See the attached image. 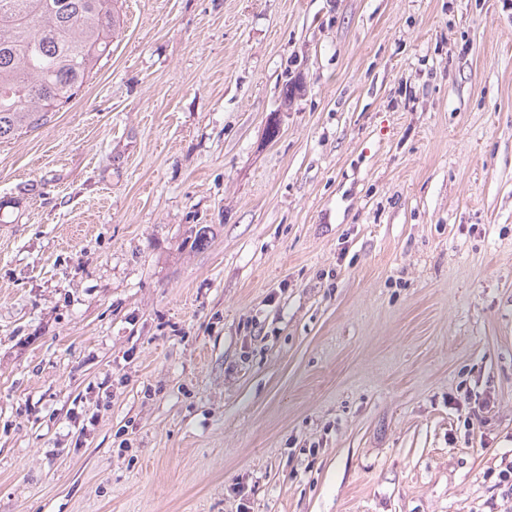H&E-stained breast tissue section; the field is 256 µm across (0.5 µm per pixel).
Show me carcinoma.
I'll list each match as a JSON object with an SVG mask.
<instances>
[{"mask_svg": "<svg viewBox=\"0 0 512 512\" xmlns=\"http://www.w3.org/2000/svg\"><path fill=\"white\" fill-rule=\"evenodd\" d=\"M117 0H0V143L66 106L111 53Z\"/></svg>", "mask_w": 512, "mask_h": 512, "instance_id": "obj_1", "label": "carcinoma"}]
</instances>
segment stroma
I'll return each instance as SVG.
<instances>
[{
  "label": "stroma",
  "instance_id": "35a3bbf8",
  "mask_svg": "<svg viewBox=\"0 0 512 512\" xmlns=\"http://www.w3.org/2000/svg\"><path fill=\"white\" fill-rule=\"evenodd\" d=\"M118 6L0 143V512H512V7Z\"/></svg>",
  "mask_w": 512,
  "mask_h": 512
}]
</instances>
